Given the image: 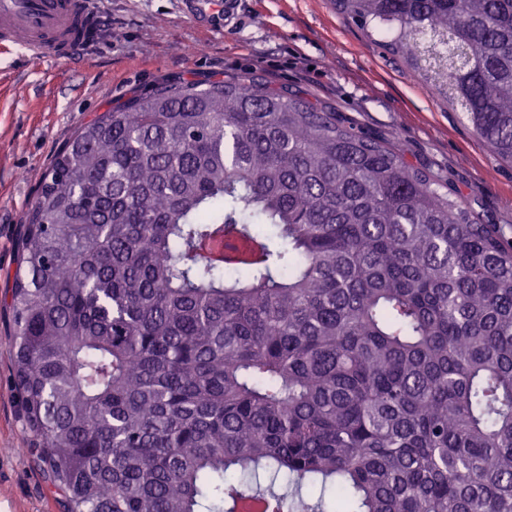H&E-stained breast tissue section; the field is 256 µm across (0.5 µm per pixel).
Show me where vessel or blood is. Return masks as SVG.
Listing matches in <instances>:
<instances>
[{"instance_id": "obj_1", "label": "vessel or blood", "mask_w": 512, "mask_h": 512, "mask_svg": "<svg viewBox=\"0 0 512 512\" xmlns=\"http://www.w3.org/2000/svg\"><path fill=\"white\" fill-rule=\"evenodd\" d=\"M95 0H0V41L34 55L69 59L94 47Z\"/></svg>"}]
</instances>
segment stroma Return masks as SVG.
I'll return each instance as SVG.
<instances>
[{
	"mask_svg": "<svg viewBox=\"0 0 512 512\" xmlns=\"http://www.w3.org/2000/svg\"><path fill=\"white\" fill-rule=\"evenodd\" d=\"M107 36L82 59L34 58L0 44V512H65L33 453L14 378L5 298L41 173L85 122L171 78L251 74L299 91L386 138L414 167L443 176L489 224L512 226V163L433 94L386 34L365 31L331 0H240L231 20L191 16L187 0H97Z\"/></svg>",
	"mask_w": 512,
	"mask_h": 512,
	"instance_id": "obj_1",
	"label": "stroma"
}]
</instances>
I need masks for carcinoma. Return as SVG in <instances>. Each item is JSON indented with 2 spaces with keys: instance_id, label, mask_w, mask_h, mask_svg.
I'll use <instances>...</instances> for the list:
<instances>
[{
  "instance_id": "1",
  "label": "carcinoma",
  "mask_w": 512,
  "mask_h": 512,
  "mask_svg": "<svg viewBox=\"0 0 512 512\" xmlns=\"http://www.w3.org/2000/svg\"><path fill=\"white\" fill-rule=\"evenodd\" d=\"M332 4L512 163V0ZM18 251L26 441L67 512H512V238L336 113L140 91L58 150Z\"/></svg>"
}]
</instances>
